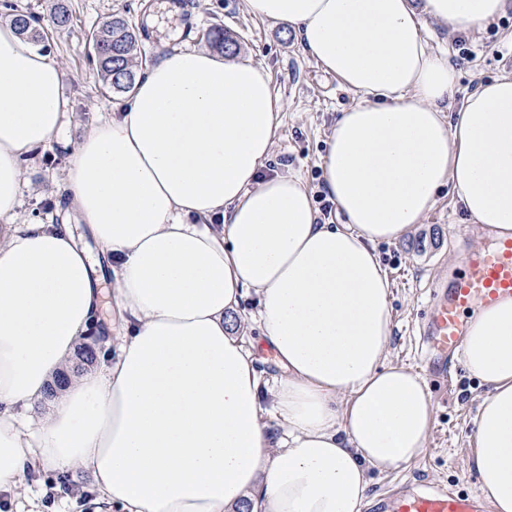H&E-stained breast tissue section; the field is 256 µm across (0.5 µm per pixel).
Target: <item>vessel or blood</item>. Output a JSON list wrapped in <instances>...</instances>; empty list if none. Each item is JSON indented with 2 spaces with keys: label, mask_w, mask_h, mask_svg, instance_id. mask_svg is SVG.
I'll return each mask as SVG.
<instances>
[{
  "label": "vessel or blood",
  "mask_w": 512,
  "mask_h": 512,
  "mask_svg": "<svg viewBox=\"0 0 512 512\" xmlns=\"http://www.w3.org/2000/svg\"><path fill=\"white\" fill-rule=\"evenodd\" d=\"M434 305L420 328L421 366L426 374L447 375L448 361L461 357L467 332L465 314L475 305L493 306L512 298V239L462 256V270L449 284H434ZM371 512H489L473 493L425 484L378 500Z\"/></svg>",
  "instance_id": "b4317fda"
}]
</instances>
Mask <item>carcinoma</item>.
<instances>
[{"label":"carcinoma","instance_id":"1","mask_svg":"<svg viewBox=\"0 0 512 512\" xmlns=\"http://www.w3.org/2000/svg\"><path fill=\"white\" fill-rule=\"evenodd\" d=\"M13 22L20 34L39 42L43 40L41 18L21 11L13 13ZM211 47L228 54L235 53L236 41L224 33V28L213 26L207 33ZM89 39L98 46L92 62L100 73L107 91L125 95L132 92L138 67L139 36L135 25L120 13L111 15L102 25L89 33Z\"/></svg>","mask_w":512,"mask_h":512}]
</instances>
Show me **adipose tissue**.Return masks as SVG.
I'll return each mask as SVG.
<instances>
[{"mask_svg": "<svg viewBox=\"0 0 512 512\" xmlns=\"http://www.w3.org/2000/svg\"><path fill=\"white\" fill-rule=\"evenodd\" d=\"M288 24L364 99L341 112L321 170L344 221L320 222L296 173L264 177L286 105L250 59L187 49L146 66L131 97L75 141L64 73L0 21V493L39 512L29 471L86 484L92 512H361L372 472L426 449V382L388 360L390 284L376 246L442 188L512 238V75L454 103L456 71L421 16L475 33L506 0H245ZM64 142L54 194L112 262L126 325L111 361L74 373L100 275L68 225L15 223L22 162ZM256 295L260 334L231 328ZM281 370L262 414L255 346ZM466 371L486 391L471 471L512 512V299L479 308Z\"/></svg>", "mask_w": 512, "mask_h": 512, "instance_id": "adipose-tissue-1", "label": "adipose tissue"}]
</instances>
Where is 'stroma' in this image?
Returning <instances> with one entry per match:
<instances>
[{
  "label": "stroma",
  "mask_w": 512,
  "mask_h": 512,
  "mask_svg": "<svg viewBox=\"0 0 512 512\" xmlns=\"http://www.w3.org/2000/svg\"><path fill=\"white\" fill-rule=\"evenodd\" d=\"M41 19L64 6L71 25L49 34L45 52L65 73V90L72 110L65 129L77 138L97 116L121 106L123 99L106 94L91 62L87 35L111 14L121 13L139 31L148 61L176 50L206 47V31L222 25L238 41L237 53L261 63L269 73L271 89L287 105L272 151L262 168L272 176L292 171L301 175L315 207L328 194L323 186L320 158L339 114L358 103L360 94L344 89L304 50L293 30L248 13L244 0H182L181 13L168 10L165 0H11ZM422 34L431 52L448 53L456 67L455 98L463 100L481 84L504 73L512 74V4L479 35H453L430 17L422 19ZM68 162L63 145L41 149L25 162L22 222L53 220L70 225L73 235L94 259L102 250L87 224L72 210L58 206L52 194ZM481 225L456 206L450 191H442L420 224L400 239L378 245L377 251L391 282L392 335L389 359L418 370L419 326L431 311L429 289L459 271L463 251L488 245ZM435 419L425 452L398 470L373 477L371 500L409 483L427 482L474 492L477 481L469 469L474 419L485 387L470 378L463 365L452 366L447 378L428 380ZM37 483L47 488L42 512H88L83 497L67 489L63 474L44 471Z\"/></svg>",
  "instance_id": "stroma-1"
}]
</instances>
